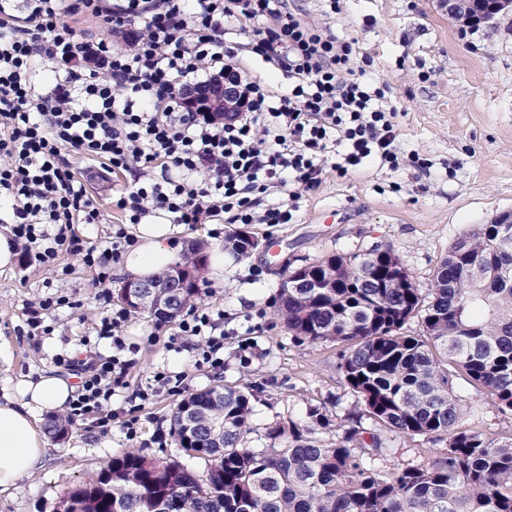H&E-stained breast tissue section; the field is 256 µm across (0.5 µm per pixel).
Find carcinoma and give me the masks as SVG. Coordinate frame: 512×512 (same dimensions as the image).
<instances>
[{"label": "carcinoma", "mask_w": 512, "mask_h": 512, "mask_svg": "<svg viewBox=\"0 0 512 512\" xmlns=\"http://www.w3.org/2000/svg\"><path fill=\"white\" fill-rule=\"evenodd\" d=\"M242 229L225 249L247 256ZM387 270L400 262L390 247L353 256L332 255L294 267L299 282L336 271V287L316 291L281 284L278 315L297 343H334L337 370L355 397L354 409L336 423V440L318 437L331 423L317 408L312 425L275 422L264 448H246L255 393L224 386L194 393L189 403L224 422L214 441L206 426L190 436L182 405L171 432L187 457H148L128 451L105 462L86 483L60 501L59 510L143 512L165 500L169 512H512V438L489 439L465 424L454 381L482 389L502 411L512 412V228L479 224L459 237L438 267L431 288H391L386 275L367 282L361 262ZM201 296L192 281L167 303L169 321ZM418 319L422 330L406 326ZM372 419L377 430L361 426ZM427 438L445 447L422 464L385 470L378 462L392 449L381 433Z\"/></svg>", "instance_id": "1"}]
</instances>
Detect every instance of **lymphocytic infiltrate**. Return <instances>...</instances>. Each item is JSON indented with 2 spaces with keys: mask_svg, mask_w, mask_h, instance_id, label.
<instances>
[{
  "mask_svg": "<svg viewBox=\"0 0 512 512\" xmlns=\"http://www.w3.org/2000/svg\"><path fill=\"white\" fill-rule=\"evenodd\" d=\"M76 17L102 37H78L69 24ZM230 35L238 43L226 45ZM117 37L126 47L114 45ZM358 56L355 41L288 0H0V223L23 240L28 265L71 256L93 269L105 301L109 264L132 240L129 225L292 223L299 199L327 171L405 164L389 87L366 81ZM257 60L287 85L253 75ZM226 72L241 78L235 116L216 121L182 104L183 87ZM67 149L116 175L144 169L124 184L115 201L121 221L100 242L75 230L100 223L101 212ZM156 168L158 182L149 176ZM127 318L102 308L97 335L111 340L110 357L56 363L80 374L71 416L93 417L103 429L120 422L132 441L138 419L114 412L116 393L146 402L189 385L186 372L162 369L148 387L131 388L129 356L138 347L121 335ZM216 328L195 309L179 322L178 336L202 339L194 367L223 368Z\"/></svg>",
  "mask_w": 512,
  "mask_h": 512,
  "instance_id": "1",
  "label": "lymphocytic infiltrate"
}]
</instances>
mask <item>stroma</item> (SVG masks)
<instances>
[{
  "label": "stroma",
  "mask_w": 512,
  "mask_h": 512,
  "mask_svg": "<svg viewBox=\"0 0 512 512\" xmlns=\"http://www.w3.org/2000/svg\"><path fill=\"white\" fill-rule=\"evenodd\" d=\"M333 29L339 38L357 40L367 55L368 81L389 84L400 109L399 148L426 159V169L369 167L363 174L330 172L316 192L303 195L292 224H253L259 246L243 259L225 258L224 281L201 276V305L224 310V367L191 368L190 347L170 349L176 322L158 323L134 312L124 328L138 345L130 370L131 386L146 384L153 371L188 370L189 390L232 384L254 389L249 448L265 443L264 427L277 419H306L320 407L342 418L355 398L337 371L335 345L296 344L275 314L280 284L290 267L330 255L363 254L389 246L399 255L419 288H428L451 244L498 212L512 209V15L466 30L448 16L440 0H344ZM87 187L103 221L77 225L97 240L112 232L120 213L112 206L108 182ZM94 273L71 257L52 267L15 264L0 271V378L32 376L55 369L61 353L80 350L95 338L101 312ZM68 296L70 305L44 311L52 332L30 336L27 310L40 299ZM256 331L247 332L245 315ZM465 422L493 439L512 436V413L500 411L479 389L456 382ZM180 395L158 392L140 410L126 394L113 397L118 412L135 411L138 435L126 440L119 428L105 431L69 419L64 438H50L42 468L0 493V512H57L62 498L88 480L113 456L135 450L176 457L174 439L158 444L157 430H169Z\"/></svg>",
  "instance_id": "stroma-1"
}]
</instances>
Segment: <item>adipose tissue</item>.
<instances>
[{"label": "adipose tissue", "mask_w": 512, "mask_h": 512, "mask_svg": "<svg viewBox=\"0 0 512 512\" xmlns=\"http://www.w3.org/2000/svg\"><path fill=\"white\" fill-rule=\"evenodd\" d=\"M132 235L120 262L121 275L146 280L176 262L172 225L138 224ZM73 390L68 380L51 373L9 379L0 388V492L41 466L47 447L43 417L63 408Z\"/></svg>", "instance_id": "ef3b65f1"}]
</instances>
